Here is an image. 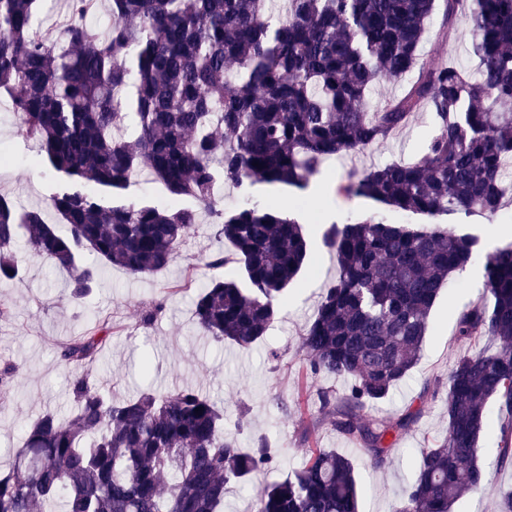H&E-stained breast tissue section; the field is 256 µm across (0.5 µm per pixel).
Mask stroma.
<instances>
[{"label":"stroma","mask_w":512,"mask_h":512,"mask_svg":"<svg viewBox=\"0 0 512 512\" xmlns=\"http://www.w3.org/2000/svg\"><path fill=\"white\" fill-rule=\"evenodd\" d=\"M471 42L468 17H459L448 33L436 20L424 45V57L431 62L455 60L471 66L475 63ZM433 134L429 113L419 112L404 130L369 150L340 154L322 162L307 191L308 196L321 201L319 217L303 223L315 264L290 287L286 305L268 339L249 349L216 342L201 335L195 325V297L201 284L213 274L202 260L230 251L218 235L215 218H203L180 256L166 269L134 277L121 268L105 266L98 284L79 300L71 298L65 273L33 256L24 243H17L22 271L13 281L0 283V302L10 308L8 320L0 321V368L9 365L16 371L0 402V474L9 472L26 427L38 416L47 411L66 415L74 408L72 369L59 361L60 345L86 334L94 322L107 320L114 327L112 338L88 368L91 381L103 392L123 400L147 387L168 395L189 386L223 408L226 435L246 445L264 436L280 448L275 468L253 473L247 485H228L226 512H249L257 488L284 479L310 448H335L350 454L362 512H391L395 500L413 479L412 456L418 449L432 446L445 432L450 368L459 357L488 344L484 336L465 342L456 334L460 310L481 294L482 257H475L466 270L450 277L431 312V328L419 364L391 399L371 409L376 416H396L409 406L422 411L391 461L382 467H373L361 445L349 441L329 422L319 421L316 406L305 403L299 337L313 319L324 288L337 275L336 258L321 243L324 225L371 215L391 221L398 218L397 213L368 199L343 194L340 185L344 178L353 171L413 160L424 152ZM36 151L34 141L18 134L12 102L1 95L0 193L21 207L44 205L57 186L49 168L33 163ZM443 222L449 231L478 235L487 252L512 243V195L505 197L495 216L456 214L445 216ZM157 301L164 302V311L152 324H142L143 308ZM145 355L153 362V372L147 378L139 371ZM309 423L315 429L303 435L302 427ZM499 440L497 424L489 423L478 445L479 460L489 467L488 480L456 502L455 512H495L503 493L512 490V467L497 469L490 465Z\"/></svg>","instance_id":"stroma-1"}]
</instances>
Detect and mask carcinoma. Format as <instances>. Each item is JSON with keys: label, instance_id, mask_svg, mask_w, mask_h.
<instances>
[{"label": "carcinoma", "instance_id": "cac0c4a2", "mask_svg": "<svg viewBox=\"0 0 512 512\" xmlns=\"http://www.w3.org/2000/svg\"><path fill=\"white\" fill-rule=\"evenodd\" d=\"M40 2L0 0V92L59 179L57 220L0 194V283L19 274L22 234L82 297L99 277L85 253L153 274L202 216H215L238 273L202 285L196 324L249 347L268 335L310 258L299 221L254 200L253 184L303 191L322 160L363 152L425 109L436 131L419 158L351 172L341 191L428 217L493 216L512 192V0H66L68 19L46 34ZM102 7L110 23L97 27L88 16ZM438 11L448 28L469 13L475 74L424 62ZM411 74L401 96L372 101L380 81ZM141 173L164 186L163 202L121 201ZM226 183L242 195L228 211L217 209ZM321 241L339 272L299 352L306 377L347 386L306 394L319 402V420L381 466L422 410L367 411L417 365L441 290L480 255L481 239L371 216L333 222ZM457 335L488 336L495 348L452 366L447 430L417 451L392 512H452L481 487L477 448L491 401L501 434L494 464L512 467V243L487 253L482 296L461 310ZM111 336L103 322L61 346L76 370L74 411L43 413L24 431L0 476V512H224L227 485L275 467L267 438L244 448L225 436L224 410L193 388L121 401L99 392L85 367ZM253 512H359L351 458L307 449L298 469L256 492Z\"/></svg>", "mask_w": 512, "mask_h": 512}]
</instances>
